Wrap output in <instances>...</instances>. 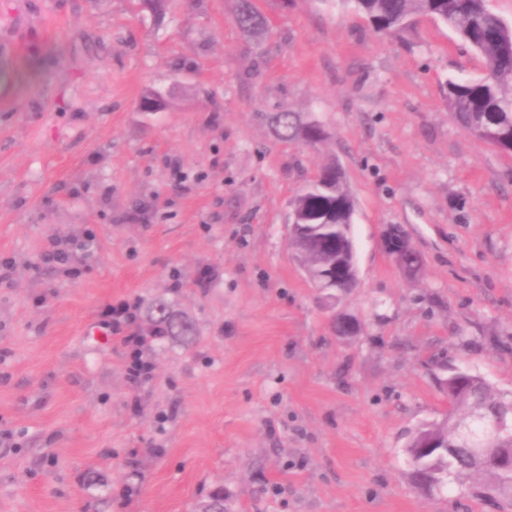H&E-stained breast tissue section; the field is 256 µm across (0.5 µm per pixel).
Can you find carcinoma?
<instances>
[{
    "mask_svg": "<svg viewBox=\"0 0 512 512\" xmlns=\"http://www.w3.org/2000/svg\"><path fill=\"white\" fill-rule=\"evenodd\" d=\"M234 20L248 38L261 39L270 32V20L253 0H235ZM363 14L373 32L388 35L412 26L419 17L434 18L448 26L484 62L479 79H450L446 85L448 114L462 130L502 152L512 153V24L491 6L490 0H350ZM271 136L283 142L316 147L326 138L323 125L284 106L265 116ZM355 201L346 188L336 162L321 168L316 179L307 182L291 203V219L299 224L290 238L296 254L304 258L311 280L336 277V256L343 254L348 239L346 222L353 217ZM394 261L411 275L421 268L420 255L408 239ZM157 333L186 336L187 325L155 307ZM454 422L432 424L418 429L405 452L410 477L429 474L439 484L480 479L485 497L512 499V465L497 458L512 455V429L495 433L489 423L501 417L512 419V392L496 390L483 378L462 373L444 382ZM435 448L417 454L422 442ZM488 449L482 459H472L468 449Z\"/></svg>",
    "mask_w": 512,
    "mask_h": 512,
    "instance_id": "carcinoma-1",
    "label": "carcinoma"
}]
</instances>
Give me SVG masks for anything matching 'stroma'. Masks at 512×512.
I'll return each instance as SVG.
<instances>
[{
	"label": "stroma",
	"mask_w": 512,
	"mask_h": 512,
	"mask_svg": "<svg viewBox=\"0 0 512 512\" xmlns=\"http://www.w3.org/2000/svg\"><path fill=\"white\" fill-rule=\"evenodd\" d=\"M257 5L258 43L232 0H0V512H502L476 480L425 498L404 452L451 374L512 390V154L444 101L483 61L428 17L379 37L347 0ZM285 106L319 148L271 137ZM331 161L355 199L339 297L288 231ZM159 301L191 342L152 336ZM234 20L248 38L261 39L270 32V20L253 3V0H235ZM392 256L394 261L411 275L417 274L421 268L420 255L412 248L406 235L401 248Z\"/></svg>",
	"instance_id": "35a3bbf8"
}]
</instances>
